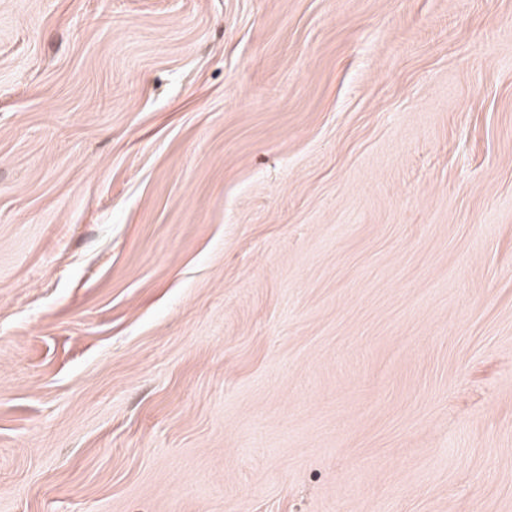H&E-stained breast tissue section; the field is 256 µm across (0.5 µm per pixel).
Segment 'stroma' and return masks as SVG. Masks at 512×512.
<instances>
[{
    "label": "stroma",
    "mask_w": 512,
    "mask_h": 512,
    "mask_svg": "<svg viewBox=\"0 0 512 512\" xmlns=\"http://www.w3.org/2000/svg\"><path fill=\"white\" fill-rule=\"evenodd\" d=\"M0 512H512V0H0Z\"/></svg>",
    "instance_id": "35a3bbf8"
}]
</instances>
